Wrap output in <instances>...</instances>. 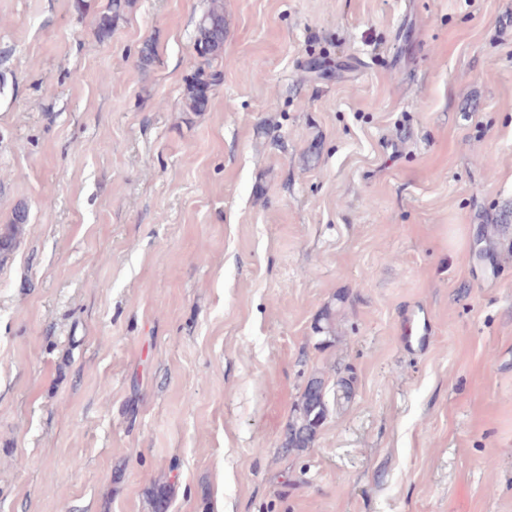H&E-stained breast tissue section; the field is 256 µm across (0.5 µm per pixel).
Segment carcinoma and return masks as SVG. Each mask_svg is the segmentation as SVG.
I'll return each mask as SVG.
<instances>
[{
	"label": "carcinoma",
	"mask_w": 512,
	"mask_h": 512,
	"mask_svg": "<svg viewBox=\"0 0 512 512\" xmlns=\"http://www.w3.org/2000/svg\"><path fill=\"white\" fill-rule=\"evenodd\" d=\"M122 0H110L106 11L97 20L99 37L106 38L112 33V23L119 15ZM224 49V4L222 0H211V5L198 25L196 52L202 58L192 79L185 89V108L188 112H202L206 109L214 88L222 80V71L214 68V63L222 58ZM28 223V213L23 207L14 209L10 223L0 227V263L16 247L24 224ZM316 333L331 338L335 333V319L331 310H326ZM325 379L320 375L311 376L299 399L297 408L288 420L287 437L282 445L285 453L307 448L313 442L318 429L327 418Z\"/></svg>",
	"instance_id": "carcinoma-1"
}]
</instances>
